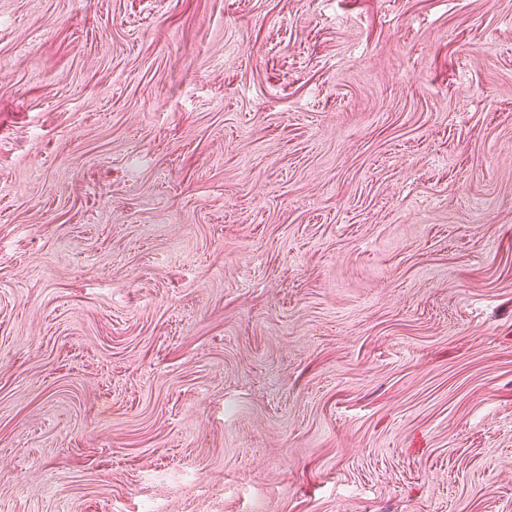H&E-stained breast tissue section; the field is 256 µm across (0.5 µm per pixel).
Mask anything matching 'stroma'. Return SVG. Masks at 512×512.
<instances>
[{"mask_svg": "<svg viewBox=\"0 0 512 512\" xmlns=\"http://www.w3.org/2000/svg\"><path fill=\"white\" fill-rule=\"evenodd\" d=\"M0 512H512V0H0Z\"/></svg>", "mask_w": 512, "mask_h": 512, "instance_id": "1", "label": "stroma"}]
</instances>
